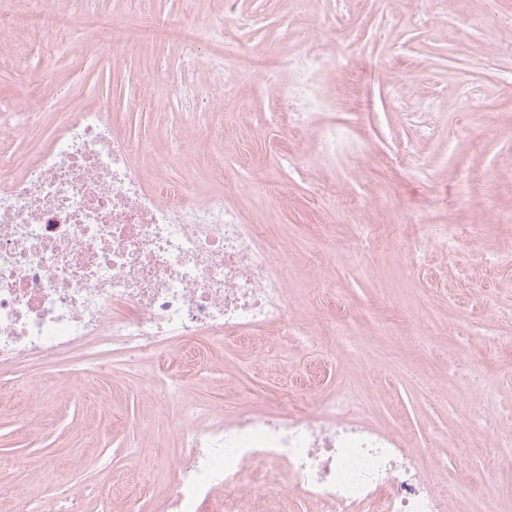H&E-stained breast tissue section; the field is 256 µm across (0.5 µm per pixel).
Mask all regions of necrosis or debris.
I'll return each instance as SVG.
<instances>
[{
  "instance_id": "obj_1",
  "label": "necrosis or debris",
  "mask_w": 512,
  "mask_h": 512,
  "mask_svg": "<svg viewBox=\"0 0 512 512\" xmlns=\"http://www.w3.org/2000/svg\"><path fill=\"white\" fill-rule=\"evenodd\" d=\"M43 4L14 0L0 11L1 55L11 49L5 33L21 23L39 38L79 30L83 48L104 53L135 39L153 15L147 6L139 18L102 27L83 12L51 13ZM208 29L223 56L200 57L195 28L166 27L186 65L204 74L198 88H165L184 104L185 131L208 123L217 96L237 98L239 41L223 23ZM330 61L324 50L284 46L274 70L254 71L277 100L281 128L291 136L314 131L320 158L349 149L320 89ZM51 106L37 95L24 110L0 111V169L9 172L0 179V366L84 347L140 373L177 343L182 363L155 397L164 407L190 382L183 362L195 358L198 340L302 331L288 311L274 246L237 203L241 184L229 179L198 198L183 182L154 180L116 132L119 115L107 104L61 112L38 161L14 171L9 141L38 135ZM312 394L308 385L289 388L277 411L186 406L173 425L180 451L158 512H215L220 496L225 512H270L271 499L287 497L267 489L282 470L319 512H460L399 434L338 415Z\"/></svg>"
}]
</instances>
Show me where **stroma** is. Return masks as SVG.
Wrapping results in <instances>:
<instances>
[{
  "label": "stroma",
  "mask_w": 512,
  "mask_h": 512,
  "mask_svg": "<svg viewBox=\"0 0 512 512\" xmlns=\"http://www.w3.org/2000/svg\"><path fill=\"white\" fill-rule=\"evenodd\" d=\"M240 0L263 26L243 42L239 104L215 113L219 135L197 130L169 147L166 133L181 106L163 86L185 77L180 50L162 37L117 49V62L90 54L80 72L71 55L79 37L52 49L12 34L18 58L0 61V99L30 100L29 69L48 70L66 105L110 99L125 110L123 133L152 149L156 176L202 193L214 185L212 161L255 176L239 202L287 247L284 288L303 336H262L209 348V361L180 400L234 411L271 408L310 366L323 364L318 397L346 396L349 414L403 434L423 469L450 495L512 512V0ZM346 27L355 51L325 84L337 120L362 142L359 158L315 160L310 172L287 167L281 148L306 157L312 139L289 141L274 120L270 94L251 79L271 63L283 35L313 47V30ZM154 94L147 109H130ZM426 113L428 124L411 120ZM336 185L317 205L315 188ZM424 213L425 223L406 217ZM480 225L461 249L448 251L433 230ZM71 360H29L1 369L18 386L52 387L47 425L25 436L0 415V485L31 495L27 471L55 461L50 479L77 492L80 512H121L112 474L134 483L139 512H155L165 492L160 469L179 452L149 396L161 375L144 381L83 356L94 384L78 398L66 372ZM96 430L92 444L83 434ZM503 441L489 452L487 434ZM27 462L16 469L13 458Z\"/></svg>",
  "instance_id": "35a3bbf8"
}]
</instances>
